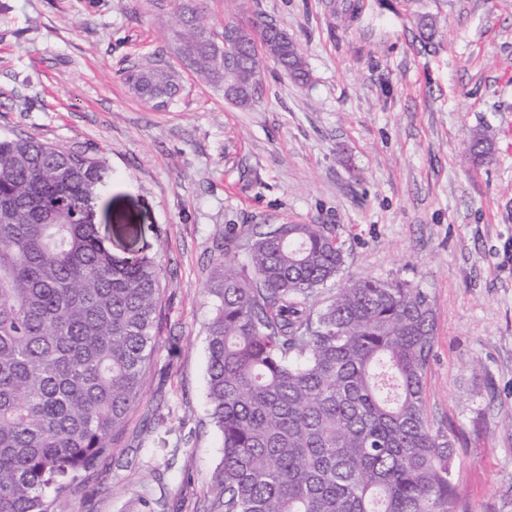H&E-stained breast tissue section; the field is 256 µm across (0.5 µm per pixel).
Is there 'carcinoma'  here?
<instances>
[{
	"label": "carcinoma",
	"mask_w": 512,
	"mask_h": 512,
	"mask_svg": "<svg viewBox=\"0 0 512 512\" xmlns=\"http://www.w3.org/2000/svg\"><path fill=\"white\" fill-rule=\"evenodd\" d=\"M180 25L197 71L240 85L241 107L264 90L267 59L308 80L296 43L260 16L247 41L226 48L194 13ZM127 82L146 101L179 90L161 67ZM466 156L491 161L484 130L471 132ZM111 179L98 158L0 136V512H57L142 399L160 268L113 256L87 221ZM218 250L206 398L223 459L209 512H466L452 478L455 431L427 410L428 292L349 276L313 309L309 299L346 266L324 224H249ZM136 497L139 512H167L147 485Z\"/></svg>",
	"instance_id": "obj_1"
}]
</instances>
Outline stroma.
<instances>
[{"instance_id": "35a3bbf8", "label": "stroma", "mask_w": 512, "mask_h": 512, "mask_svg": "<svg viewBox=\"0 0 512 512\" xmlns=\"http://www.w3.org/2000/svg\"><path fill=\"white\" fill-rule=\"evenodd\" d=\"M0 0V134L106 161L95 206L114 255L161 268L157 351L90 501L62 512H138L140 483L169 512H199L222 458L205 400L206 292L229 227L328 225L346 275L400 278L437 318L430 420L458 431L454 481L467 512H512V0ZM223 32L263 15L310 72L275 63L248 107L179 60L186 6ZM434 25L432 42L420 37ZM173 67L162 111L127 68ZM490 163L462 152L472 129ZM468 162L474 166L489 163L493 156V144L483 129L471 132L466 151Z\"/></svg>"}]
</instances>
